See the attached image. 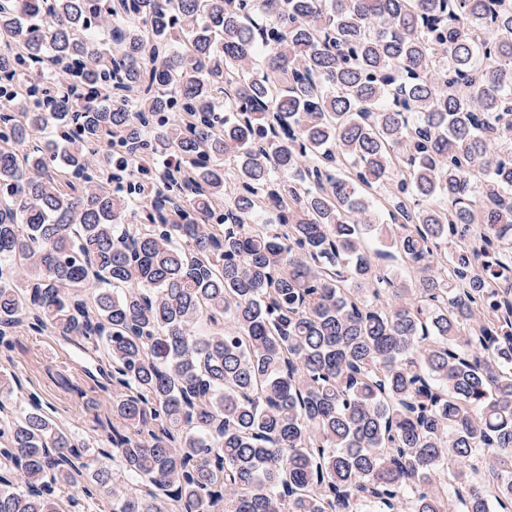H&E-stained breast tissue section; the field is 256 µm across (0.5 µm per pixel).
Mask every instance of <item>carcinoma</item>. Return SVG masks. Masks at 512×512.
Segmentation results:
<instances>
[{
  "label": "carcinoma",
  "mask_w": 512,
  "mask_h": 512,
  "mask_svg": "<svg viewBox=\"0 0 512 512\" xmlns=\"http://www.w3.org/2000/svg\"><path fill=\"white\" fill-rule=\"evenodd\" d=\"M0 45V355L112 392L91 452L0 371V512H512V0H0Z\"/></svg>",
  "instance_id": "obj_1"
}]
</instances>
